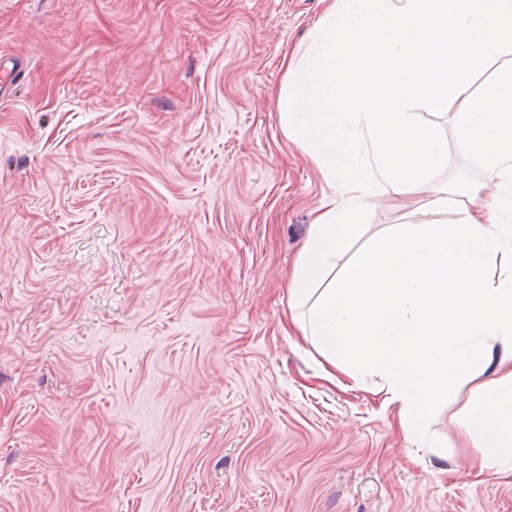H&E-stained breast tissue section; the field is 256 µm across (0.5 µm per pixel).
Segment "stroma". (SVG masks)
I'll use <instances>...</instances> for the list:
<instances>
[{
	"instance_id": "stroma-1",
	"label": "stroma",
	"mask_w": 512,
	"mask_h": 512,
	"mask_svg": "<svg viewBox=\"0 0 512 512\" xmlns=\"http://www.w3.org/2000/svg\"><path fill=\"white\" fill-rule=\"evenodd\" d=\"M322 0H0V512H512L473 384L406 436L379 380L285 335L333 191L285 134ZM430 184H483L451 109ZM375 195L356 241L419 221Z\"/></svg>"
}]
</instances>
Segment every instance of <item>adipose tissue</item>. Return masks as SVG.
Wrapping results in <instances>:
<instances>
[{
	"label": "adipose tissue",
	"instance_id": "1",
	"mask_svg": "<svg viewBox=\"0 0 512 512\" xmlns=\"http://www.w3.org/2000/svg\"><path fill=\"white\" fill-rule=\"evenodd\" d=\"M317 30L287 68L281 121L334 192L292 274V325L332 367L380 376L413 438L462 384L490 375L465 427L480 468L512 469V265L501 264L512 249V0H332ZM492 63L495 79L474 90ZM438 103L499 201L477 205L478 183L432 190L426 220L385 228L337 268L375 193L418 192L446 166V140L410 112ZM451 210L455 223L436 222Z\"/></svg>",
	"mask_w": 512,
	"mask_h": 512
}]
</instances>
